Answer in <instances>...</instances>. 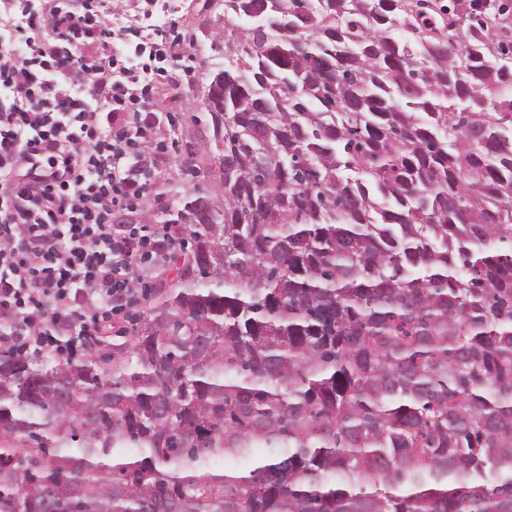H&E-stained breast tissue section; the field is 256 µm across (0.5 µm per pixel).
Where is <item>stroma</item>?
<instances>
[{
	"instance_id": "obj_1",
	"label": "stroma",
	"mask_w": 512,
	"mask_h": 512,
	"mask_svg": "<svg viewBox=\"0 0 512 512\" xmlns=\"http://www.w3.org/2000/svg\"><path fill=\"white\" fill-rule=\"evenodd\" d=\"M112 11L121 25H136L148 33L165 29L170 20L180 21L199 64L198 82L191 90L166 84L156 89L153 102L157 113L179 116L175 126L160 123L158 138L176 143L183 153L195 158H208L214 143L210 114L202 105V97L211 72L224 66L216 40L224 29V0H112ZM164 176L172 199L197 192L213 199L218 196L216 176L206 167L192 173L181 162L171 161Z\"/></svg>"
}]
</instances>
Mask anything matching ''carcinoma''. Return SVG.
I'll return each instance as SVG.
<instances>
[{"instance_id": "1", "label": "carcinoma", "mask_w": 512, "mask_h": 512, "mask_svg": "<svg viewBox=\"0 0 512 512\" xmlns=\"http://www.w3.org/2000/svg\"><path fill=\"white\" fill-rule=\"evenodd\" d=\"M511 84L512 0H224V203L130 341L0 354V512H512Z\"/></svg>"}]
</instances>
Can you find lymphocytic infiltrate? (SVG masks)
<instances>
[{
    "label": "lymphocytic infiltrate",
    "mask_w": 512,
    "mask_h": 512,
    "mask_svg": "<svg viewBox=\"0 0 512 512\" xmlns=\"http://www.w3.org/2000/svg\"><path fill=\"white\" fill-rule=\"evenodd\" d=\"M0 35V351L53 359L137 324L154 281L188 247L167 209L152 110L165 67L112 53L108 0L6 16ZM39 155H31V145Z\"/></svg>",
    "instance_id": "f902f5d3"
}]
</instances>
